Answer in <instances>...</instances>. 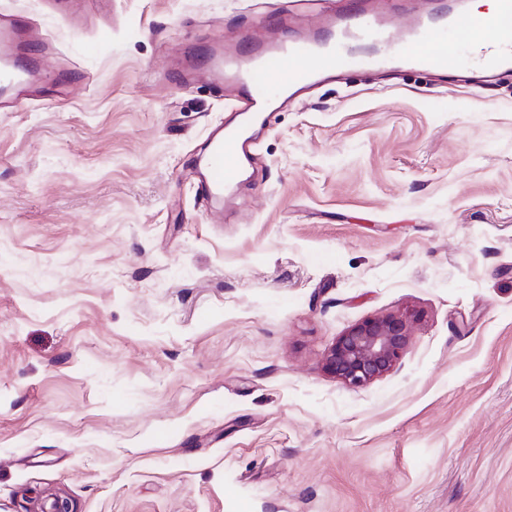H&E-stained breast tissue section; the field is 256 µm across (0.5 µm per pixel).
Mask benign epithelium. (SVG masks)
Listing matches in <instances>:
<instances>
[{
    "mask_svg": "<svg viewBox=\"0 0 512 512\" xmlns=\"http://www.w3.org/2000/svg\"><path fill=\"white\" fill-rule=\"evenodd\" d=\"M407 313L388 314L359 322L336 338L325 368L353 387L367 385L391 371L410 343Z\"/></svg>",
    "mask_w": 512,
    "mask_h": 512,
    "instance_id": "benign-epithelium-1",
    "label": "benign epithelium"
}]
</instances>
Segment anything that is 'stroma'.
Instances as JSON below:
<instances>
[{"mask_svg":"<svg viewBox=\"0 0 512 512\" xmlns=\"http://www.w3.org/2000/svg\"><path fill=\"white\" fill-rule=\"evenodd\" d=\"M358 0H0L39 30L0 106V512H512V70L355 71L269 115L182 82ZM415 312L392 371L336 337ZM251 147L252 136L239 127L226 125L212 131L201 156L198 190L213 201H222L224 194L234 190ZM415 315L388 314L359 322L336 338L325 368L337 380L353 387L367 385L391 371L410 343Z\"/></svg>","mask_w":512,"mask_h":512,"instance_id":"obj_1","label":"stroma"}]
</instances>
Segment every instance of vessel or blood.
<instances>
[{
	"instance_id": "1",
	"label": "vessel or blood",
	"mask_w": 512,
	"mask_h": 512,
	"mask_svg": "<svg viewBox=\"0 0 512 512\" xmlns=\"http://www.w3.org/2000/svg\"><path fill=\"white\" fill-rule=\"evenodd\" d=\"M512 28V0H500L494 24L474 21L470 15L446 17L427 11L411 21L394 15L365 12L355 22L338 14L326 16L320 31L286 41L276 34L258 40L252 55L216 50L207 72L236 87L246 99L252 119H260L271 97L298 91L330 74L349 69L392 67L444 70L449 49L444 41L453 34L457 44L472 50L490 67L512 66V42L503 30ZM19 26L0 17V94L13 96L35 83L33 71L15 60ZM252 138L241 128L223 126L206 138L200 161L198 188L207 198L220 201L230 194L251 156Z\"/></svg>"
}]
</instances>
